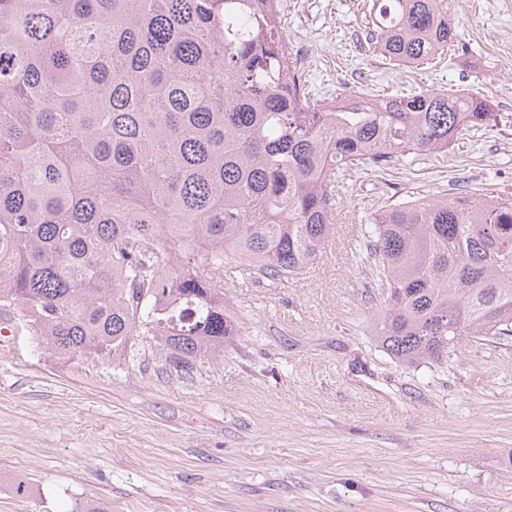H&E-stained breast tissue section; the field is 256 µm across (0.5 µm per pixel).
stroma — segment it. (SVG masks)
Masks as SVG:
<instances>
[{
  "label": "stroma",
  "instance_id": "stroma-1",
  "mask_svg": "<svg viewBox=\"0 0 512 512\" xmlns=\"http://www.w3.org/2000/svg\"><path fill=\"white\" fill-rule=\"evenodd\" d=\"M460 45L393 67L365 49L364 0H281L311 96L389 85L480 92L496 121L439 158L354 174L310 273L224 281L240 334L192 372L135 344L61 360L0 311V512H512V336L401 363L373 337L360 246L385 206L489 188L512 198V0H445Z\"/></svg>",
  "mask_w": 512,
  "mask_h": 512
}]
</instances>
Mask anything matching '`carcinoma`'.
<instances>
[{"label":"carcinoma","instance_id":"carcinoma-1","mask_svg":"<svg viewBox=\"0 0 512 512\" xmlns=\"http://www.w3.org/2000/svg\"><path fill=\"white\" fill-rule=\"evenodd\" d=\"M374 7L369 44L395 65L458 43L441 0ZM301 78L280 0H0V309L59 359L141 340L190 370L238 335L225 260L307 274L352 170L495 120L463 88L320 104ZM367 239L388 355L512 334V199L399 202Z\"/></svg>","mask_w":512,"mask_h":512}]
</instances>
